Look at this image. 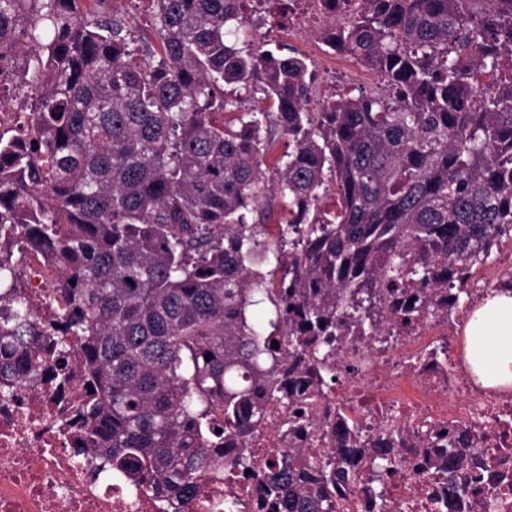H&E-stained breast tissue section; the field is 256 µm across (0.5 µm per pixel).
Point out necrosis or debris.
I'll list each match as a JSON object with an SVG mask.
<instances>
[{
	"instance_id": "1",
	"label": "necrosis or debris",
	"mask_w": 512,
	"mask_h": 512,
	"mask_svg": "<svg viewBox=\"0 0 512 512\" xmlns=\"http://www.w3.org/2000/svg\"><path fill=\"white\" fill-rule=\"evenodd\" d=\"M10 252L37 339L60 332L70 313L61 266L47 249L21 238ZM455 317L452 327L446 312L429 311L393 336L344 337L331 382L315 394L306 425L286 431V405L262 400L260 421L226 438L225 457L244 446L254 449L259 466L279 453H337L347 445L336 430L340 422L365 440L388 431L419 473L389 482L381 499L367 481L339 479L332 490L348 495V512H482L491 486L493 512H512V390L475 383L458 330L468 309H457ZM81 389L79 378L64 383L44 372L35 383L19 385L14 400L0 403V512H156L145 491L96 472L72 411ZM453 438L468 450V495L419 469L422 449L445 450ZM259 479L255 470L231 484L203 483L198 499L179 502L177 512H224L231 495L245 502L246 512H266Z\"/></svg>"
}]
</instances>
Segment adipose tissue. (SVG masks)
<instances>
[{
  "label": "adipose tissue",
  "mask_w": 512,
  "mask_h": 512,
  "mask_svg": "<svg viewBox=\"0 0 512 512\" xmlns=\"http://www.w3.org/2000/svg\"><path fill=\"white\" fill-rule=\"evenodd\" d=\"M465 357L483 386L512 389V290L495 291L474 310L465 330Z\"/></svg>",
  "instance_id": "1"
}]
</instances>
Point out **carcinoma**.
Returning a JSON list of instances; mask_svg holds the SVG:
<instances>
[{
    "label": "carcinoma",
    "mask_w": 512,
    "mask_h": 512,
    "mask_svg": "<svg viewBox=\"0 0 512 512\" xmlns=\"http://www.w3.org/2000/svg\"><path fill=\"white\" fill-rule=\"evenodd\" d=\"M81 2L0 0V50L37 73L19 85L28 138L0 133V227L55 250L72 307L41 353L16 287L0 289V399L77 366L86 447L167 512L254 468L249 448L209 449L246 432L255 391L290 403L302 375L326 381L343 331L379 336L388 309L417 320L512 242V0H327L323 41L384 88L319 112L304 57L227 39L245 0H150L160 58L140 63L110 0ZM255 98L269 109L240 127L216 120ZM277 130L294 148L271 171ZM329 177L334 213L319 209ZM276 194L289 218L269 244L247 219ZM270 251L276 280L259 270ZM465 461L450 448L431 471L453 487ZM363 469L382 497L407 464L385 437L356 441L273 461L260 490L288 512H342L328 487Z\"/></svg>",
    "instance_id": "1"
}]
</instances>
